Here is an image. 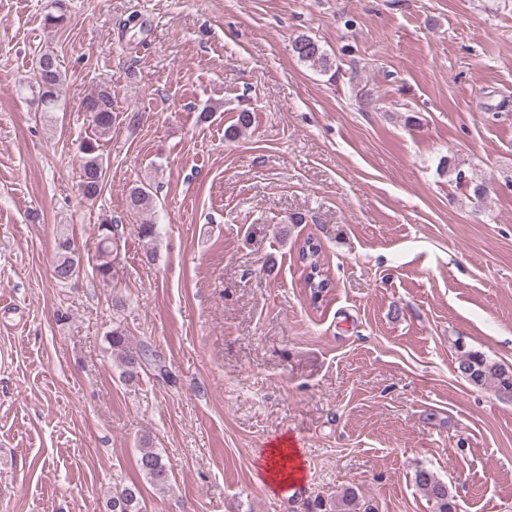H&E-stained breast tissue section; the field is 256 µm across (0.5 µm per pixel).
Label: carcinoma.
Masks as SVG:
<instances>
[{
	"label": "carcinoma",
	"instance_id": "carcinoma-1",
	"mask_svg": "<svg viewBox=\"0 0 512 512\" xmlns=\"http://www.w3.org/2000/svg\"><path fill=\"white\" fill-rule=\"evenodd\" d=\"M291 50L299 61L323 72L329 71L332 67L329 57L320 44L309 36H297L291 43ZM33 78L38 88L41 111H54L63 84V73L56 56L50 53L41 54L33 68ZM86 111L90 114L95 136L108 135L112 129L111 92L101 90L88 98ZM97 150L96 142L91 140L83 146L78 186L82 197L88 201L98 198L105 179L103 164ZM440 165L448 174L455 176L456 182L469 187L473 200L481 203L487 198L486 180L465 178L450 156L442 158ZM126 202L128 209L135 213H151L154 209L153 187L149 183L130 187ZM134 231L143 244L146 259L151 262L156 261L155 243L160 236V226L145 222L136 225ZM119 240H121L119 225L104 221L97 226V250L92 270L103 282L110 283L117 276ZM298 259L301 263L304 287L309 289L311 295H319L321 301H326L333 285L327 270L322 267L318 245L309 239L305 240L298 249ZM79 267L80 257L75 255L68 234L62 230L56 242L54 278L60 283H65L79 273ZM105 341L112 359L117 361L122 375L129 381L138 377L140 370L156 362L145 346L133 345L128 330L119 323L112 325V329L105 335ZM456 370L459 376L471 386L475 388L491 386L499 395L512 398V366L493 360L482 352L466 350L458 355ZM137 465L148 482L161 490L167 489L170 484V470L162 454L150 446L148 439L143 440ZM414 483L432 502L434 512H456L451 489L431 470L425 467L417 468L414 472ZM140 500L141 490L138 484H125L112 490L110 508L112 512H141ZM332 512H371V509L361 505L359 495L354 488L346 487L336 494Z\"/></svg>",
	"mask_w": 512,
	"mask_h": 512
}]
</instances>
